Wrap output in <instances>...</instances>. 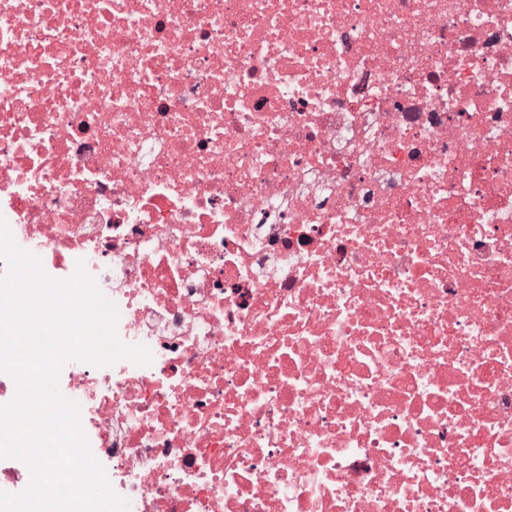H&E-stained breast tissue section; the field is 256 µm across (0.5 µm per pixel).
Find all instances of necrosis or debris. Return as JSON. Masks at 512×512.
I'll list each match as a JSON object with an SVG mask.
<instances>
[{"instance_id": "obj_1", "label": "necrosis or debris", "mask_w": 512, "mask_h": 512, "mask_svg": "<svg viewBox=\"0 0 512 512\" xmlns=\"http://www.w3.org/2000/svg\"><path fill=\"white\" fill-rule=\"evenodd\" d=\"M0 219L129 512H512V0H0Z\"/></svg>"}]
</instances>
